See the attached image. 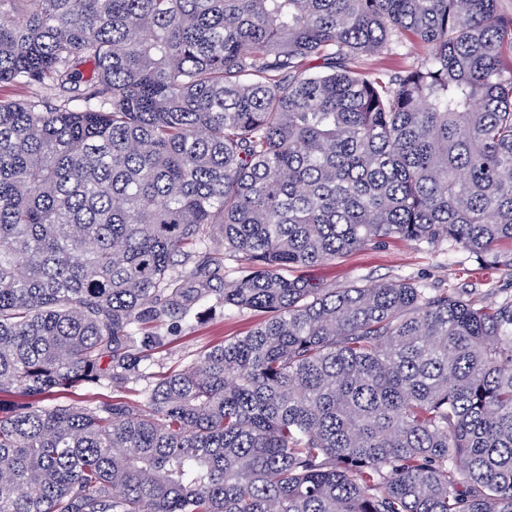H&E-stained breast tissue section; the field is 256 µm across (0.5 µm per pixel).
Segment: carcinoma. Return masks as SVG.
Returning <instances> with one entry per match:
<instances>
[{
	"label": "carcinoma",
	"instance_id": "1",
	"mask_svg": "<svg viewBox=\"0 0 512 512\" xmlns=\"http://www.w3.org/2000/svg\"><path fill=\"white\" fill-rule=\"evenodd\" d=\"M11 86L0 392L44 404L0 405V512H512V292L288 275L387 240L512 272L497 0H0ZM204 300L267 318L141 369ZM396 52L398 53V55L384 54L378 57L361 58L360 65L365 69V71L391 72L405 65L407 61H412L417 56H420L422 50L417 46L407 44L405 47L396 50Z\"/></svg>",
	"mask_w": 512,
	"mask_h": 512
}]
</instances>
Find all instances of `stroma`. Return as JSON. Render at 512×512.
<instances>
[{
    "label": "stroma",
    "instance_id": "obj_1",
    "mask_svg": "<svg viewBox=\"0 0 512 512\" xmlns=\"http://www.w3.org/2000/svg\"><path fill=\"white\" fill-rule=\"evenodd\" d=\"M303 274L331 288L401 278L431 288L512 291V273L485 266L469 252L446 242L435 247H419L403 241L368 246L349 252L333 263L304 269ZM263 318L259 311H213L209 306H202L198 320L170 326L168 345L154 353L147 367L152 372L162 366L187 368L204 350L225 338L246 335Z\"/></svg>",
    "mask_w": 512,
    "mask_h": 512
}]
</instances>
